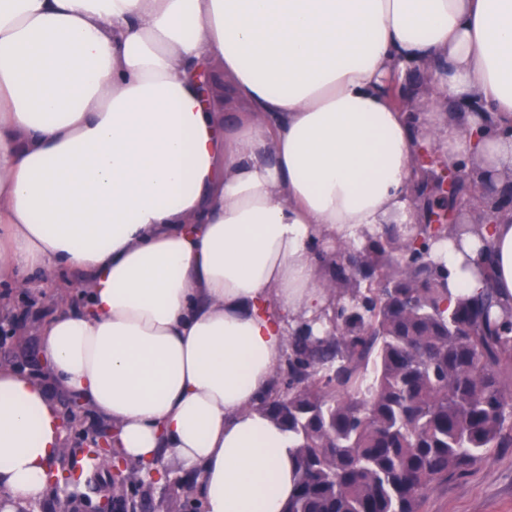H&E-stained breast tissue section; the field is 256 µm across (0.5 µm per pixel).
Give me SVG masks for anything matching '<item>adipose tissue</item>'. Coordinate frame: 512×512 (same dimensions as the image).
Listing matches in <instances>:
<instances>
[{
    "label": "adipose tissue",
    "mask_w": 512,
    "mask_h": 512,
    "mask_svg": "<svg viewBox=\"0 0 512 512\" xmlns=\"http://www.w3.org/2000/svg\"><path fill=\"white\" fill-rule=\"evenodd\" d=\"M201 59L231 89L209 108ZM410 70L465 114L433 132L444 164L503 184L512 0H0V280L73 267L86 296L43 330L44 377L0 365V512L45 495L56 388L126 461L199 472L205 512H282L292 441L260 400L328 301L314 247L420 220L387 90ZM433 251L451 293L488 257L512 298V218ZM106 423L97 415L93 414L91 411L86 410L82 417V428L84 430L85 435L94 433L98 431L99 428L105 426ZM92 439H95L99 446L107 447L112 446L113 443V435L112 430L103 429L96 432Z\"/></svg>",
    "instance_id": "ef3b65f1"
}]
</instances>
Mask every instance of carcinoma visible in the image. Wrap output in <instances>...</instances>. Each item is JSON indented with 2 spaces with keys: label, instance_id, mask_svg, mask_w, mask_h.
<instances>
[{
  "label": "carcinoma",
  "instance_id": "cac0c4a2",
  "mask_svg": "<svg viewBox=\"0 0 512 512\" xmlns=\"http://www.w3.org/2000/svg\"><path fill=\"white\" fill-rule=\"evenodd\" d=\"M433 165L413 169L419 224H385L326 264L331 296L313 331L289 328L264 411L292 438L296 490L283 512H422L432 486L463 475L492 448L512 447V305L494 288L451 296L432 245L472 229L438 224L445 207ZM123 512H154L136 463L105 483L96 449L63 446L57 460Z\"/></svg>",
  "mask_w": 512,
  "mask_h": 512
}]
</instances>
